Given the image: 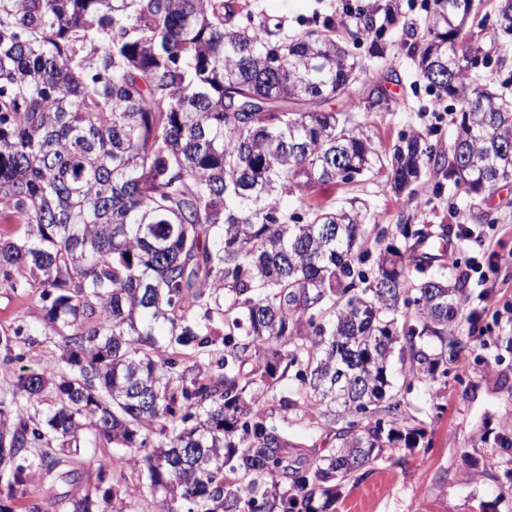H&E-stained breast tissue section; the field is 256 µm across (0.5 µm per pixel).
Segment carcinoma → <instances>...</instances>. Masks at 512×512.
Masks as SVG:
<instances>
[{
    "label": "carcinoma",
    "mask_w": 512,
    "mask_h": 512,
    "mask_svg": "<svg viewBox=\"0 0 512 512\" xmlns=\"http://www.w3.org/2000/svg\"><path fill=\"white\" fill-rule=\"evenodd\" d=\"M473 4L432 0L409 47L459 105L448 153L412 131L385 162L330 105L370 69L330 16L288 38L239 0H0V288L42 303L40 325L0 327V353L63 347L0 395V512H101L89 493L28 497L86 457L110 512L148 496L155 512H325L328 483L415 444L391 361L433 381L461 362L467 275L428 274L427 225L383 228L373 252L378 215L312 197L370 177L411 195L437 175L468 195L512 180V98L460 41ZM379 11L393 4L360 14L364 31ZM495 26L512 38V0ZM287 373L290 407L343 419L334 451L292 470L267 409Z\"/></svg>",
    "instance_id": "cac0c4a2"
}]
</instances>
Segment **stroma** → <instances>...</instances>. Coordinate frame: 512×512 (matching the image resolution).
<instances>
[{
  "mask_svg": "<svg viewBox=\"0 0 512 512\" xmlns=\"http://www.w3.org/2000/svg\"><path fill=\"white\" fill-rule=\"evenodd\" d=\"M258 18L280 25L292 36L313 15L336 20L337 39L371 58V80H358L351 93V115L372 136L379 150L397 142L400 134L429 132L436 149L447 150L454 135L452 119L457 109L450 99H437L419 79L408 46L424 33L429 0H416L389 18L377 14L383 30L375 36L360 31L347 8L361 10L366 0H245ZM500 0H474L465 29L470 43L478 44L490 64L479 72L492 88L512 97V53L490 19ZM386 91L390 109L368 112L361 105L374 88ZM319 202L340 206L348 201L367 205L380 216L381 227L400 224L448 225L454 246L451 260L435 262L431 273L442 280L460 274L469 279L468 298L458 318L461 330L482 327L480 346L467 349L466 367L450 364L447 378L414 382L402 391L406 417L422 420L425 430L416 448L400 449L387 461L369 467L358 481H341L326 512H512V182L502 183L480 195L448 197L437 180L421 183L414 197L395 196L383 179L370 178L339 186L320 194ZM484 216L474 225L475 236L459 239L461 219ZM482 269H475V262ZM36 296L0 290V325L31 324L40 316ZM59 348L47 341L27 352L23 360L0 361V391L8 390L15 377L57 360ZM288 379L277 384L271 408L276 417L288 419V436L305 454H328L332 441L321 425L300 419L289 410ZM90 466H83L75 480L57 475L41 476L30 488L31 496L50 503L66 495L84 494Z\"/></svg>",
  "mask_w": 512,
  "mask_h": 512,
  "instance_id": "1",
  "label": "stroma"
}]
</instances>
